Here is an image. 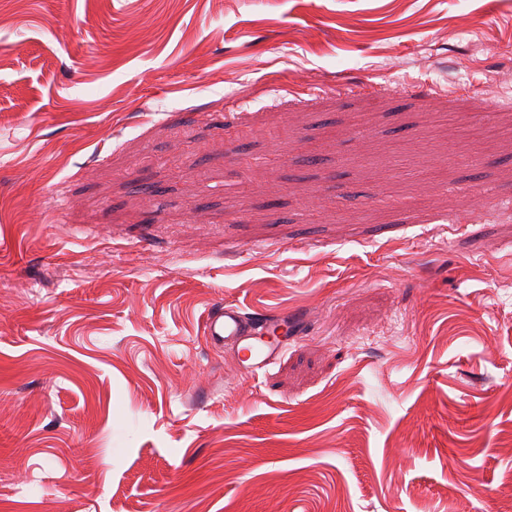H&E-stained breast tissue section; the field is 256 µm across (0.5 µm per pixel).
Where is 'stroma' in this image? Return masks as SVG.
<instances>
[{
  "instance_id": "1",
  "label": "stroma",
  "mask_w": 512,
  "mask_h": 512,
  "mask_svg": "<svg viewBox=\"0 0 512 512\" xmlns=\"http://www.w3.org/2000/svg\"><path fill=\"white\" fill-rule=\"evenodd\" d=\"M505 500L512 0H0V512ZM304 316L285 312L273 319H255L241 307L224 303L207 314L204 330L214 347L231 348L246 372L257 377L288 349V336H297Z\"/></svg>"
}]
</instances>
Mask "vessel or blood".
<instances>
[{
	"label": "vessel or blood",
	"mask_w": 512,
	"mask_h": 512,
	"mask_svg": "<svg viewBox=\"0 0 512 512\" xmlns=\"http://www.w3.org/2000/svg\"><path fill=\"white\" fill-rule=\"evenodd\" d=\"M303 321L299 313L256 319L227 303L209 311L204 330L212 346L231 348L249 376L255 377L278 361L288 348L289 337L296 335Z\"/></svg>",
	"instance_id": "obj_1"
}]
</instances>
